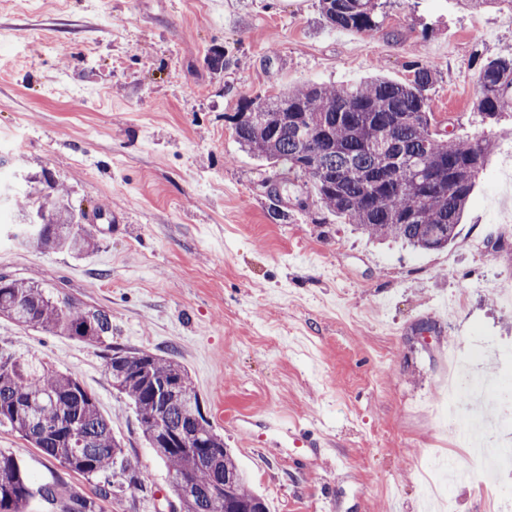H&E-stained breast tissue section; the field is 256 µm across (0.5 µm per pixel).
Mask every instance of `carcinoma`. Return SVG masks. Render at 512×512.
I'll return each instance as SVG.
<instances>
[{
	"mask_svg": "<svg viewBox=\"0 0 512 512\" xmlns=\"http://www.w3.org/2000/svg\"><path fill=\"white\" fill-rule=\"evenodd\" d=\"M320 6L334 28L371 35L383 25L378 0H320ZM435 78L432 66L415 64L401 83L376 75L339 86L285 88L243 105L235 115V137L244 149L310 182L321 204L368 237L441 250L456 240L494 143L445 138L432 128L427 91ZM474 108L485 118L512 112V55L481 67ZM18 220L25 245L75 255L97 247L64 189L27 198ZM2 317L105 352L112 388L130 401L145 441L168 467L179 512H234L241 504L267 512L179 361L114 345L107 312L1 274ZM172 382L193 402L158 392ZM0 426L76 474L104 477L96 497L73 495L64 512H98L100 498L147 491L145 477L128 472L112 422L77 375L34 366L1 348ZM227 474L235 477L228 492ZM36 495L57 502L55 486L35 485L20 458L0 450V512H24Z\"/></svg>",
	"mask_w": 512,
	"mask_h": 512,
	"instance_id": "obj_1",
	"label": "carcinoma"
}]
</instances>
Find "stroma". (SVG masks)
Returning a JSON list of instances; mask_svg holds the SVG:
<instances>
[{
  "instance_id": "stroma-1",
  "label": "stroma",
  "mask_w": 512,
  "mask_h": 512,
  "mask_svg": "<svg viewBox=\"0 0 512 512\" xmlns=\"http://www.w3.org/2000/svg\"><path fill=\"white\" fill-rule=\"evenodd\" d=\"M380 3L383 25L366 36L328 26L319 0H0V274L103 309L114 343L185 366L269 512H324L329 497L334 512H439L421 469L466 451L439 394L449 351L496 347L480 371L512 385V301L495 290L512 279L496 194L512 179V114L473 108L480 68L512 55V10ZM215 48L219 72L208 65ZM417 63L437 72L438 130L495 142L446 249L369 240L303 178L236 141L246 101L372 73L402 82ZM44 170L97 230L93 252L20 245L13 204ZM0 347L77 374L131 469L148 475L146 492L100 512H171L168 469L99 348L6 319ZM278 416L287 431L268 428ZM0 449L57 485L59 506L36 496L26 512L95 494V481L9 429ZM442 496L451 512H512V477L451 481Z\"/></svg>"
}]
</instances>
